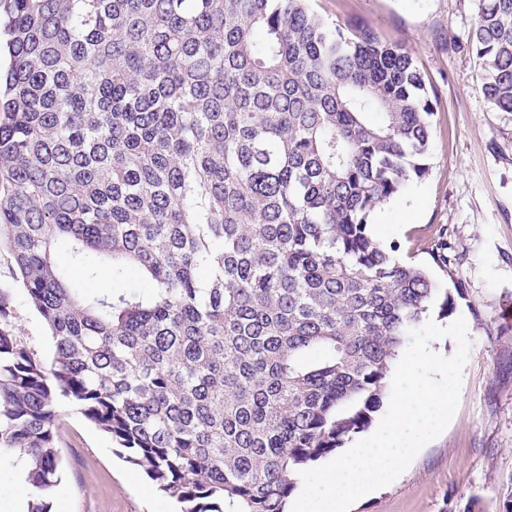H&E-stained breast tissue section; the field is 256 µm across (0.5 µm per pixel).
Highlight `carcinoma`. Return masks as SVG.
I'll list each match as a JSON object with an SVG mask.
<instances>
[{"instance_id": "obj_1", "label": "carcinoma", "mask_w": 512, "mask_h": 512, "mask_svg": "<svg viewBox=\"0 0 512 512\" xmlns=\"http://www.w3.org/2000/svg\"><path fill=\"white\" fill-rule=\"evenodd\" d=\"M309 2L0 0V463L27 512H51L62 400L176 512H286L382 405L439 284L371 215L429 174L436 99L405 46ZM469 47L512 112V0H480ZM60 243L151 288L86 295ZM13 296L14 305L19 315L18 324L21 336H24L30 346L42 356L49 358L53 351V342L43 320L27 305L25 296L20 289L15 288Z\"/></svg>"}]
</instances>
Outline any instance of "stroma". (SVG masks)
Returning <instances> with one entry per match:
<instances>
[{
    "label": "stroma",
    "mask_w": 512,
    "mask_h": 512,
    "mask_svg": "<svg viewBox=\"0 0 512 512\" xmlns=\"http://www.w3.org/2000/svg\"><path fill=\"white\" fill-rule=\"evenodd\" d=\"M330 21L374 29L405 44L437 99L430 172L376 208L372 231L399 254L429 263L417 238H448L456 256L442 288H462L445 327L467 324L469 353L459 404L447 428L392 483L350 512H499L512 486V112L492 109L468 49L479 0H313ZM22 336L42 356L53 342L15 291ZM63 423L60 482L52 512H168L142 470L75 405Z\"/></svg>",
    "instance_id": "1"
}]
</instances>
